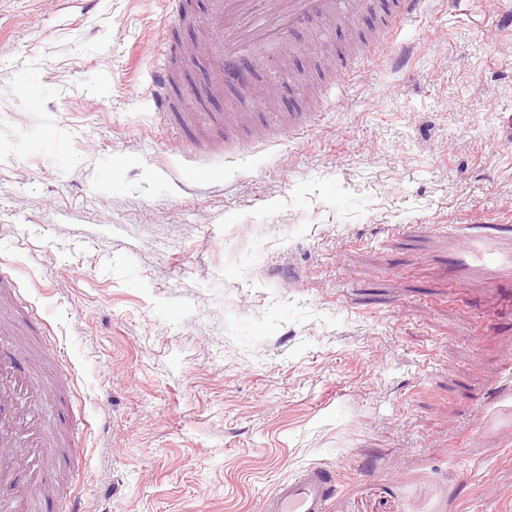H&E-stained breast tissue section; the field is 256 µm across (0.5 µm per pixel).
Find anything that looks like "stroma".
Segmentation results:
<instances>
[{
    "label": "stroma",
    "instance_id": "obj_1",
    "mask_svg": "<svg viewBox=\"0 0 512 512\" xmlns=\"http://www.w3.org/2000/svg\"><path fill=\"white\" fill-rule=\"evenodd\" d=\"M214 2L0 0V260L36 307L0 346L52 328L38 512H262L310 465L328 512H512V0H428L332 91L391 0L245 89ZM173 45L190 127L154 114ZM271 88L315 124L225 153Z\"/></svg>",
    "mask_w": 512,
    "mask_h": 512
}]
</instances>
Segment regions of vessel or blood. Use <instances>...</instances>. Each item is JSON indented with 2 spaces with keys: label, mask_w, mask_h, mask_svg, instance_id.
<instances>
[{
  "label": "vessel or blood",
  "mask_w": 512,
  "mask_h": 512,
  "mask_svg": "<svg viewBox=\"0 0 512 512\" xmlns=\"http://www.w3.org/2000/svg\"><path fill=\"white\" fill-rule=\"evenodd\" d=\"M426 0H396V10L385 24L394 30L401 22L418 16ZM341 0H217L221 28L213 43L212 67L226 82L246 83L257 49L276 45L301 20L336 15ZM155 86V113L172 110L166 94L171 80L166 64L151 71ZM316 119L312 112H291L269 124L265 139L281 141L307 130ZM44 387L22 376L14 351L0 349V512H31L37 483L31 475L47 459L45 427L39 416ZM334 490L333 477L321 466H309L277 485L267 497L265 512H326Z\"/></svg>",
  "instance_id": "1"
}]
</instances>
